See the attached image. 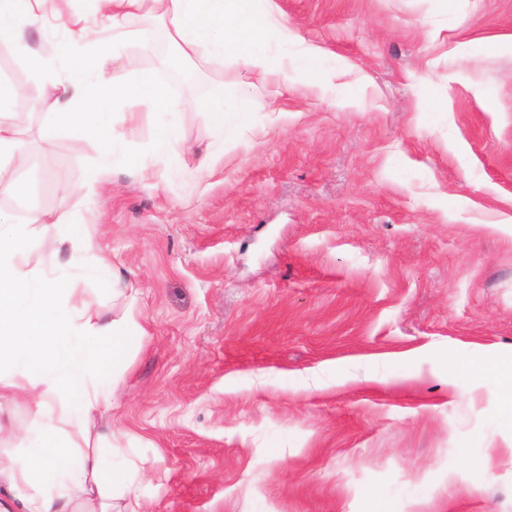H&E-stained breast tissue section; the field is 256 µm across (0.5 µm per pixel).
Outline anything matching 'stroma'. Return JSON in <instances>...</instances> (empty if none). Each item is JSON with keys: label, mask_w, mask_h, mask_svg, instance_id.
I'll return each instance as SVG.
<instances>
[{"label": "stroma", "mask_w": 512, "mask_h": 512, "mask_svg": "<svg viewBox=\"0 0 512 512\" xmlns=\"http://www.w3.org/2000/svg\"><path fill=\"white\" fill-rule=\"evenodd\" d=\"M321 67L252 91L218 139L201 98L237 65L184 67L131 43L134 79L182 70L179 154L116 105L144 176L64 200L99 149L20 121L0 212L80 224L146 334L107 440L116 512H512V431L481 374L512 359V0H271ZM281 110H268L271 99Z\"/></svg>", "instance_id": "35a3bbf8"}]
</instances>
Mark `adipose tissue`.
I'll list each match as a JSON object with an SVG mask.
<instances>
[{
    "label": "adipose tissue",
    "instance_id": "1",
    "mask_svg": "<svg viewBox=\"0 0 512 512\" xmlns=\"http://www.w3.org/2000/svg\"><path fill=\"white\" fill-rule=\"evenodd\" d=\"M52 11H44L45 2ZM72 0H0V42L9 43L42 82L10 89V96L30 99L47 110L69 132L74 144L94 138L99 156L78 185L60 182L67 198L80 199L104 190L107 173L122 167L142 172L138 154L123 136L110 133L100 107L126 102L128 121L138 106L153 116L148 144L156 156L178 162L180 140L176 102L157 73L145 72L127 81L121 51L131 42L149 46L165 43L186 64H237L251 78L266 81L271 74L264 45L268 27L282 40L291 34L273 14H260V0H93L94 11L71 10ZM65 19L67 32L53 51L33 48L28 31L42 30L49 17ZM141 19L132 27L133 19ZM23 142L14 114L0 104V194L13 193V156ZM60 218L20 221L0 214V402L26 401L49 419L29 443V459L19 467L0 456V482L34 488L27 512H112V494L101 483L108 460L100 449H75L71 437L90 438L98 423L108 419L123 382L119 369L131 338L144 329L133 311L117 321L105 320L89 306L70 299V273L50 278L24 273L16 259L32 244L56 252L61 239ZM72 260L80 275H110L113 295H121V278L111 258L83 232L69 236Z\"/></svg>",
    "mask_w": 512,
    "mask_h": 512
}]
</instances>
